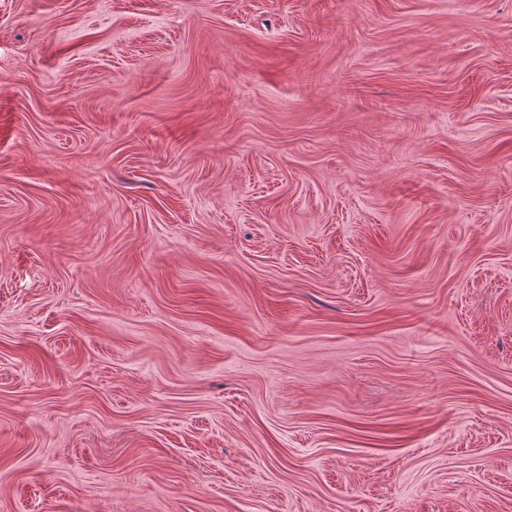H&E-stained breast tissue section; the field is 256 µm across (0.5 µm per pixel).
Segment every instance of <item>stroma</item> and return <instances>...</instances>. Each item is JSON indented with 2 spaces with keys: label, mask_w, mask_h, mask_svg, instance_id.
<instances>
[{
  "label": "stroma",
  "mask_w": 512,
  "mask_h": 512,
  "mask_svg": "<svg viewBox=\"0 0 512 512\" xmlns=\"http://www.w3.org/2000/svg\"><path fill=\"white\" fill-rule=\"evenodd\" d=\"M0 512H512V0H0Z\"/></svg>",
  "instance_id": "35a3bbf8"
}]
</instances>
